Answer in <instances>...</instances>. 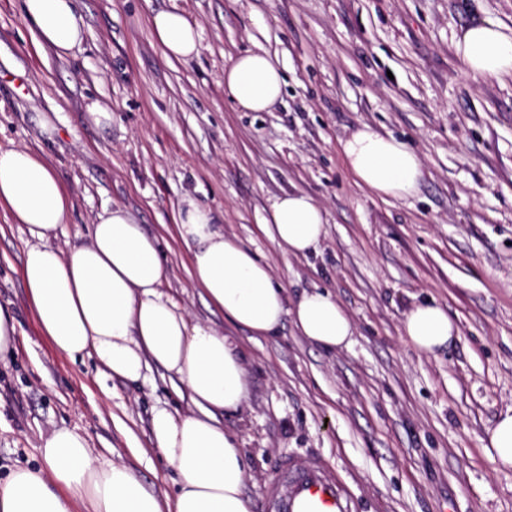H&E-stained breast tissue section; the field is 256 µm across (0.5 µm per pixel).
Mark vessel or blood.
Instances as JSON below:
<instances>
[{"label": "vessel or blood", "instance_id": "vessel-or-blood-1", "mask_svg": "<svg viewBox=\"0 0 512 512\" xmlns=\"http://www.w3.org/2000/svg\"><path fill=\"white\" fill-rule=\"evenodd\" d=\"M271 512H351L344 484L319 464L286 460L271 487Z\"/></svg>", "mask_w": 512, "mask_h": 512}]
</instances>
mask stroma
Segmentation results:
<instances>
[{
    "instance_id": "obj_1",
    "label": "stroma",
    "mask_w": 512,
    "mask_h": 512,
    "mask_svg": "<svg viewBox=\"0 0 512 512\" xmlns=\"http://www.w3.org/2000/svg\"><path fill=\"white\" fill-rule=\"evenodd\" d=\"M196 26V55L167 58L153 14ZM84 40L60 57L41 43L22 0H0V149L25 148L73 200L53 240L87 242L102 209H128L156 238L164 291L192 320L223 329L245 358L248 403L221 422L249 476L251 512L288 456L320 459L348 486L355 512H512V468L485 448L512 407V76H468L463 28L512 27V0H76ZM264 52L285 78L267 112L224 98V68ZM112 114L94 126L86 108ZM57 113L53 138L39 113ZM404 140L423 178L413 197L384 198L348 168L356 129ZM310 195L326 235L305 257L271 238V205ZM211 208L296 302L328 292L350 315L349 347L325 350L285 321L252 338L190 277L177 232L184 198ZM32 238L0 207V310L17 328L0 355V481L40 464L43 439L78 432L99 467L125 464L159 497L174 473L154 450L151 417L194 406L170 372L134 385L71 360L41 336L21 277ZM436 300L459 334L434 355L401 334L403 312Z\"/></svg>"
}]
</instances>
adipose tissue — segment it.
Here are the masks:
<instances>
[{
  "mask_svg": "<svg viewBox=\"0 0 512 512\" xmlns=\"http://www.w3.org/2000/svg\"><path fill=\"white\" fill-rule=\"evenodd\" d=\"M23 16L58 55L84 38L75 0H23ZM151 22L166 57L197 53L199 33L182 12L161 11ZM456 49L473 77L512 75V28H469ZM283 86L279 67L264 53L241 54L224 69V97L241 112L268 111ZM343 153L359 183L375 194L407 199L417 193L422 163L406 142L365 125L344 142ZM0 206L33 237L22 258L23 280L54 347L73 360L93 357L109 375L131 383L155 364L178 376L195 406L186 414L158 409L151 418L153 444L174 471V495L155 497L126 465L96 467L86 439L61 428L43 441L39 467L16 469L0 482V512H73L78 501L89 502L92 512H250L244 457L216 419L247 400L244 358L221 331L190 322L163 291L168 272L157 240L126 208L111 206L98 214L87 243L66 250L52 245L72 202L45 161L26 149L0 150ZM270 223L273 240L293 256L315 251L326 233L323 209L302 192L279 196ZM177 230L191 252L194 281L232 324L270 337L289 318L324 349L350 344L353 321L329 293L307 292L289 303L271 268L224 236L211 209L183 199ZM401 331L424 354L458 334L434 300L412 304Z\"/></svg>",
  "mask_w": 512,
  "mask_h": 512,
  "instance_id": "obj_1",
  "label": "adipose tissue"
}]
</instances>
